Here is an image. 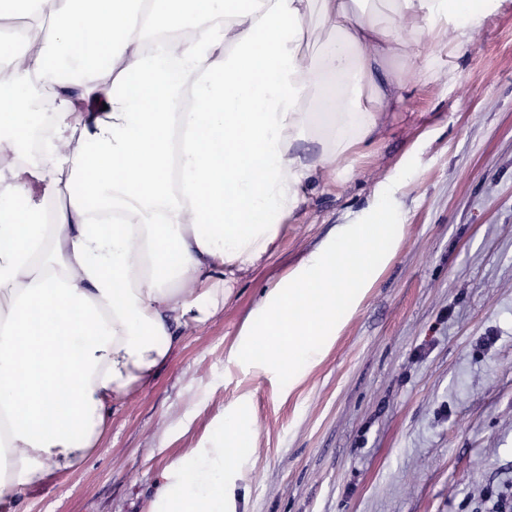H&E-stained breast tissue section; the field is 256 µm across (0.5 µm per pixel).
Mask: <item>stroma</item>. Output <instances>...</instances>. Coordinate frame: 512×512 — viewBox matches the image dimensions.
Segmentation results:
<instances>
[{"instance_id": "stroma-1", "label": "stroma", "mask_w": 512, "mask_h": 512, "mask_svg": "<svg viewBox=\"0 0 512 512\" xmlns=\"http://www.w3.org/2000/svg\"><path fill=\"white\" fill-rule=\"evenodd\" d=\"M421 53L414 74L390 58L398 104L365 160L315 187L279 252L113 409L92 455L0 512H144L157 475L221 438L247 392L245 512H493L512 495V0L466 52ZM380 186L403 240L326 357L293 386L228 362L264 290L363 220Z\"/></svg>"}]
</instances>
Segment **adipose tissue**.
Returning <instances> with one entry per match:
<instances>
[{"mask_svg":"<svg viewBox=\"0 0 512 512\" xmlns=\"http://www.w3.org/2000/svg\"><path fill=\"white\" fill-rule=\"evenodd\" d=\"M36 0L0 40V435L13 454L0 500L74 468L113 408L153 378L179 336L223 307L238 279L276 254L314 180L362 157L396 103L387 60L429 35L471 45L498 0ZM318 10L331 27L313 39ZM92 30L80 43L76 33ZM59 102L40 162L26 168L30 112L10 65ZM69 64L82 74L63 80ZM371 88V103L362 100ZM99 112L77 113L85 99ZM59 199L51 227L19 223L26 176ZM381 198L336 225L265 290L229 355L296 380L327 354L403 239ZM77 310L79 330L34 313ZM245 407L224 438L163 469L148 512H235L234 478L255 435Z\"/></svg>","mask_w":512,"mask_h":512,"instance_id":"ef3b65f1","label":"adipose tissue"}]
</instances>
